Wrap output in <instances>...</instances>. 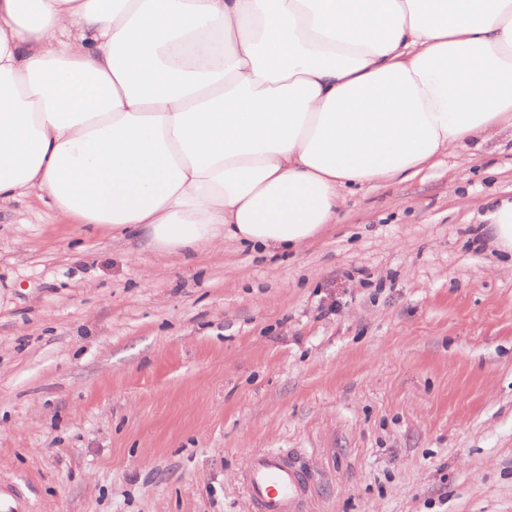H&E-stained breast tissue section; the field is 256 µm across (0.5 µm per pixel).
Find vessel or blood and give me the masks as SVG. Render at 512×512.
Returning <instances> with one entry per match:
<instances>
[{"instance_id": "1", "label": "vessel or blood", "mask_w": 512, "mask_h": 512, "mask_svg": "<svg viewBox=\"0 0 512 512\" xmlns=\"http://www.w3.org/2000/svg\"><path fill=\"white\" fill-rule=\"evenodd\" d=\"M242 481L252 512H303L312 478L287 452L270 449L254 455ZM0 512H27V499L18 485L0 479Z\"/></svg>"}]
</instances>
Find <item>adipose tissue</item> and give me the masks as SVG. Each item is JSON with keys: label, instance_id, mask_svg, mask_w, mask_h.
I'll return each mask as SVG.
<instances>
[{"label": "adipose tissue", "instance_id": "ef3b65f1", "mask_svg": "<svg viewBox=\"0 0 512 512\" xmlns=\"http://www.w3.org/2000/svg\"><path fill=\"white\" fill-rule=\"evenodd\" d=\"M512 127V0H0V204L159 255L301 249ZM512 252V199L490 198Z\"/></svg>", "mask_w": 512, "mask_h": 512}]
</instances>
